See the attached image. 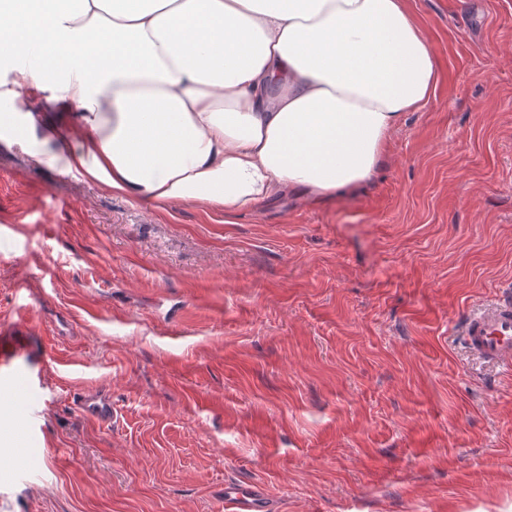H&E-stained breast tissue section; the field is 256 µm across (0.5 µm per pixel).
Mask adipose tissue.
<instances>
[{
  "label": "adipose tissue",
  "mask_w": 512,
  "mask_h": 512,
  "mask_svg": "<svg viewBox=\"0 0 512 512\" xmlns=\"http://www.w3.org/2000/svg\"><path fill=\"white\" fill-rule=\"evenodd\" d=\"M436 81L404 0H0V137L158 205L367 183Z\"/></svg>",
  "instance_id": "adipose-tissue-1"
}]
</instances>
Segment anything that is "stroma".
Masks as SVG:
<instances>
[{"mask_svg":"<svg viewBox=\"0 0 512 512\" xmlns=\"http://www.w3.org/2000/svg\"><path fill=\"white\" fill-rule=\"evenodd\" d=\"M407 6L434 91L322 202L157 207L0 139V512H512V375L459 335L512 288V0ZM78 407L102 423H112L116 419L115 410L112 407V397L108 393L85 392L75 398ZM264 494L255 485H234L224 487V510L231 512L262 511Z\"/></svg>","mask_w":512,"mask_h":512,"instance_id":"stroma-1","label":"stroma"}]
</instances>
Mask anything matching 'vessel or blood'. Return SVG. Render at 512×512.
<instances>
[{"instance_id": "1", "label": "vessel or blood", "mask_w": 512, "mask_h": 512, "mask_svg": "<svg viewBox=\"0 0 512 512\" xmlns=\"http://www.w3.org/2000/svg\"><path fill=\"white\" fill-rule=\"evenodd\" d=\"M460 334L464 344L488 362L512 371V296H499L479 314L464 322ZM78 407L103 423L112 422L115 410L110 394L85 392L77 395ZM264 494L254 485L224 489L226 512H260Z\"/></svg>"}]
</instances>
